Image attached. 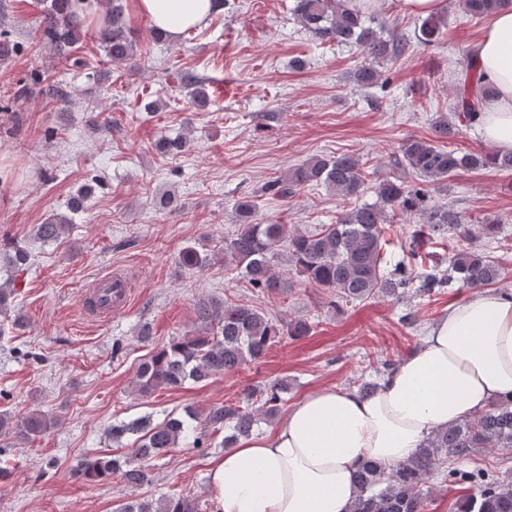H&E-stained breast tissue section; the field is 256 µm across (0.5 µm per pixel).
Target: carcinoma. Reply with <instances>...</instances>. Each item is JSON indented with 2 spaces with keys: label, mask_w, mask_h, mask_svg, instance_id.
<instances>
[{
  "label": "carcinoma",
  "mask_w": 512,
  "mask_h": 512,
  "mask_svg": "<svg viewBox=\"0 0 512 512\" xmlns=\"http://www.w3.org/2000/svg\"><path fill=\"white\" fill-rule=\"evenodd\" d=\"M72 0H49L44 7L42 40L58 54L68 57L82 35L80 16ZM108 17L99 29L97 41L115 63L134 58V40L123 19L121 5L112 0ZM512 5V0H463L471 17L488 15ZM294 14L305 32L321 44L358 46L370 64L356 70L362 86L379 82L381 74L373 64L401 56L408 42L402 34L385 36L366 26V13L349 6V0H296ZM441 18L431 15L419 28L418 41L432 45L439 39ZM465 72L453 104V119L438 121L431 140L408 138L401 142L402 162L413 174L411 180L389 176L375 188L376 202L356 204L364 191L367 173L352 155H316L292 167L283 176L270 180L263 193L280 199L294 196L310 184L323 185L350 201L333 224H324L315 233L290 231L257 217V204L246 197L236 204L237 231L224 241V265H232L257 291L275 293L285 287L275 267L285 263L305 281L330 290L341 302H362L374 298H402L413 283L422 295L438 294L454 281L469 288H486L501 279L502 267L477 247L491 241L500 229V219L472 221L452 205L433 202L429 184L442 181L459 169L489 168L512 171V152H463L442 145L475 121L480 104L490 95V86L481 82L471 54L458 59ZM401 215L418 217L422 223L411 232L402 259L392 262L388 238L391 219ZM69 219L54 216L35 227L36 236L53 242L68 230ZM455 230L461 245L450 247L448 268H425L423 247L437 236ZM209 254L195 247L182 253V262L191 268L210 264ZM29 252L18 244L0 243V270L9 276L0 283V316L10 318L15 273L28 267ZM197 327L191 336H174L166 345L146 354L136 368L134 391L145 396L162 388H178L186 382H205L212 377L241 368L261 359L283 336L295 339L310 332V324L300 318L275 320L248 304H229L202 298L195 307ZM396 363L384 360L371 373L355 379L359 392L372 394ZM288 393V378L249 387L236 404L215 406L205 418L192 407L169 412L162 421L151 416L120 421L108 428L115 442L132 435L134 444L125 456L98 452L84 455L75 468L77 477L90 482L116 475L128 485L139 486L149 479V463L181 444L193 448L212 445L209 434L227 432L221 446L228 448L241 436L250 434L258 415L272 419L281 410ZM58 425L48 412L32 410L22 417L0 414V435L15 444H26ZM512 450V402L492 406L480 415L431 434L405 463L389 472L371 461L360 463L354 477L358 496L352 512H425L430 491L425 484L438 475L450 485H467L472 492L460 498L455 512H512V477L486 468L468 469L465 464L480 450ZM118 512H199L190 496L172 493L157 500L132 499Z\"/></svg>",
  "instance_id": "cac0c4a2"
}]
</instances>
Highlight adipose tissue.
Wrapping results in <instances>:
<instances>
[{"mask_svg":"<svg viewBox=\"0 0 512 512\" xmlns=\"http://www.w3.org/2000/svg\"><path fill=\"white\" fill-rule=\"evenodd\" d=\"M169 38L206 25L213 0H138ZM472 55L483 83V139L512 151V6L492 13ZM512 399V293L476 292L449 307L422 346L370 395L323 386L268 433L241 438L213 460L216 512H350L354 472L370 460L407 461L434 431Z\"/></svg>","mask_w":512,"mask_h":512,"instance_id":"1","label":"adipose tissue"}]
</instances>
